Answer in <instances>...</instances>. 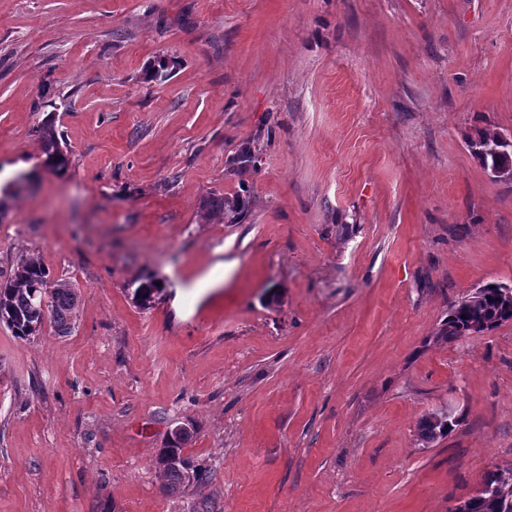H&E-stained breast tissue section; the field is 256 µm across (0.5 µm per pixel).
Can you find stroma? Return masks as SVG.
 Returning <instances> with one entry per match:
<instances>
[{"label": "stroma", "instance_id": "1", "mask_svg": "<svg viewBox=\"0 0 512 512\" xmlns=\"http://www.w3.org/2000/svg\"><path fill=\"white\" fill-rule=\"evenodd\" d=\"M478 129L512 133V0H0V188L32 175L0 278L80 299L67 336L0 323V512H449L512 468V322L436 337L512 285ZM180 424L211 476L170 493ZM41 152L44 156L42 164L55 174L67 171L70 159L61 147L58 132L52 120L43 122L36 130ZM207 207H209V209L222 210L224 217L228 218V222L237 224L243 217L246 202L238 195L232 198L224 197L213 199L207 204ZM449 411L452 410L448 408V411L435 412L436 415L440 416L439 421H434L433 413L422 419L419 425L420 437L422 440L432 441L437 436L447 435L448 432L452 430L457 421L455 416H448Z\"/></svg>", "mask_w": 512, "mask_h": 512}]
</instances>
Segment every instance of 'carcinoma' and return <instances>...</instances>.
I'll return each instance as SVG.
<instances>
[{
	"label": "carcinoma",
	"instance_id": "cac0c4a2",
	"mask_svg": "<svg viewBox=\"0 0 512 512\" xmlns=\"http://www.w3.org/2000/svg\"><path fill=\"white\" fill-rule=\"evenodd\" d=\"M42 164L55 174L67 171L70 159L61 147L54 122L48 120L36 130ZM211 209L224 212L230 223H239L243 217L246 202L241 196L216 198L207 204ZM53 282L49 271L38 261L20 258L5 283L0 284V322L6 324L15 336L28 339L42 333L50 326L56 335L66 336L72 332L78 305L77 293L68 288H51ZM163 291L151 276L139 281L133 293L141 295L148 309ZM476 317L488 323L493 329L506 322H512V302L498 293L497 288L485 284L484 295L475 305L467 307L460 303L451 306L448 319L441 325L439 337L449 341L469 336V323ZM440 420L425 416L419 425L420 437L432 441L448 434L456 425V417L446 411H439ZM191 439L185 432L170 445L158 449L154 464L166 478L165 487L171 492L187 486H204L209 479L210 469L197 463L184 453V445ZM468 512H512V469L501 473L488 471L481 478L477 489L464 498Z\"/></svg>",
	"mask_w": 512,
	"mask_h": 512
}]
</instances>
